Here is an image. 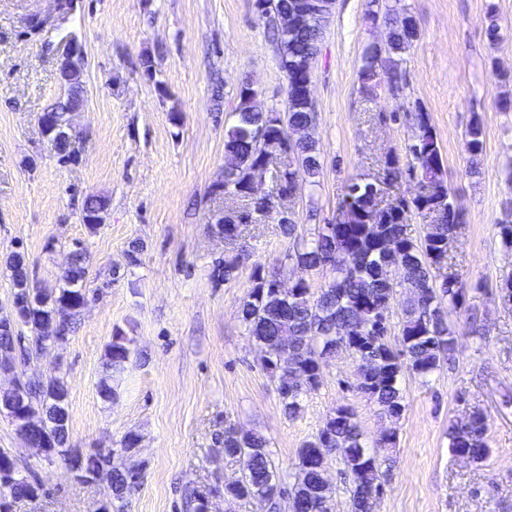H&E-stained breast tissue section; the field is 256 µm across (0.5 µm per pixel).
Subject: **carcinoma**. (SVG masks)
Wrapping results in <instances>:
<instances>
[{"label": "carcinoma", "mask_w": 512, "mask_h": 512, "mask_svg": "<svg viewBox=\"0 0 512 512\" xmlns=\"http://www.w3.org/2000/svg\"><path fill=\"white\" fill-rule=\"evenodd\" d=\"M270 16L267 29L277 48L278 65L286 80L284 111L255 112L250 105L253 88L242 85L237 92L235 123L224 135V153L234 155L238 167L224 173L213 187L240 199L247 198L250 182L265 172L272 178L287 181L298 178L301 187L315 185L321 169L319 149L314 132L319 121L315 104L306 95L312 72L302 69L307 55L314 53L323 39L332 16L328 5L317 13L310 27L293 35L280 31L272 14L294 12L313 4V0H268ZM367 16L372 22L383 20L388 28L385 47L367 44L361 54L360 92L370 94L386 79L391 89H400L404 53L419 35L416 18L407 9L386 0H369ZM83 59H65L60 67L65 94L49 108L55 123L65 124L70 110L85 103ZM415 133L406 149L408 166L390 154L383 162V177L390 186L402 179L403 173H417L430 186V191L387 209L381 205L371 181L353 178L344 186L340 206L354 214L350 224L329 222L314 228L312 237L304 239L297 232L294 219L279 224L281 234L291 246L285 260L301 265L314 275L331 274L318 288L304 282L297 292L282 293L275 288L285 279L283 267L268 270L258 264L251 276V285L240 303L239 319L247 334L262 352V368L277 382V392L284 415L293 418L303 409L304 398L319 389L324 369L331 358L346 354L356 364L355 388L377 406L380 414L392 422L405 411L409 378L425 380L444 364H451L456 345V330L448 324V313L463 314L466 288L448 253V237H456L464 223L448 191L444 178V159L430 115L421 106L409 113ZM484 128L477 119L465 131V148L473 157L483 151ZM108 200L88 194L81 201L82 219L87 230L95 234L102 226V214ZM438 213L442 223L435 225L437 234H424L413 239L407 230L415 214ZM243 210H222L215 214L212 230L224 235L229 246L224 254V281L236 278L240 266L249 259L243 252ZM393 238L399 241L401 263L396 285H391L382 270L379 244ZM13 286V302L26 310L23 320L13 321L7 313L0 316V368L6 370L16 361L30 362L40 355L36 345L43 325L49 321L60 324L65 331L60 346H65L75 330L85 299L89 274V256L81 242L75 243L70 265L55 288H31L28 269L22 257L12 252L6 259ZM406 298L397 322L390 311L383 327L372 335L361 331L370 318L368 303L377 300ZM32 333L26 338L18 327ZM398 329L399 345L393 346L390 336ZM132 353L131 339L117 329L107 345L105 371L99 387L109 399L115 395L112 382L121 378ZM20 395L39 427L31 434L34 447L43 437L54 439L66 448L68 436L69 387L61 374L39 376L21 381ZM489 417L482 410L472 412L469 428L448 426L449 448L456 458L483 462L491 455L488 443ZM113 450L101 449L85 458L86 470L97 481L107 485L112 495V512H126L127 498L138 486L141 471L131 466L112 463ZM224 458L240 465L237 480L224 485V497L259 505L264 512H331L333 489L323 480L329 460L340 461L349 474L351 512H372L371 491L385 486L383 459L371 452L365 442L355 410L340 405L330 413L322 427L299 449L295 480L284 485L282 474L270 450V440L261 433L224 428ZM41 491L32 480L12 489V500L35 499ZM212 490L192 489V512H207L208 494Z\"/></svg>", "instance_id": "carcinoma-1"}]
</instances>
